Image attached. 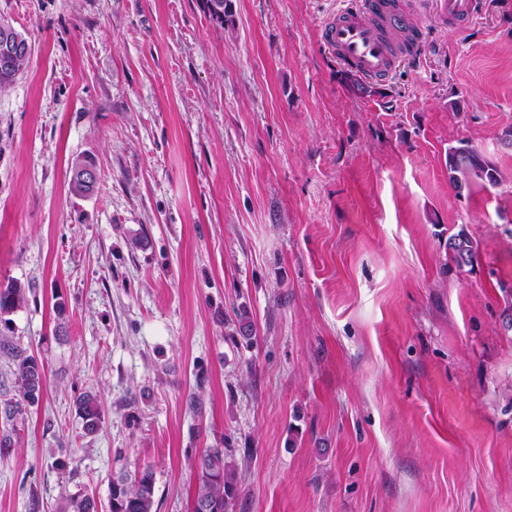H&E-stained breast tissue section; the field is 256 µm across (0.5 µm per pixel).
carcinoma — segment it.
<instances>
[{
	"label": "carcinoma",
	"mask_w": 512,
	"mask_h": 512,
	"mask_svg": "<svg viewBox=\"0 0 512 512\" xmlns=\"http://www.w3.org/2000/svg\"><path fill=\"white\" fill-rule=\"evenodd\" d=\"M449 180L458 191L470 188L473 183L498 184V171L484 161L480 155L463 144L448 150ZM457 264H471L475 258L473 241L459 233L449 243ZM26 291L21 284L11 282L0 288V322L9 323L6 315L14 312L25 301ZM0 351L11 362V373L15 394L3 402L0 413L5 420L13 423L23 420L27 408L40 400L45 381L44 366L27 351L3 336ZM77 410L84 421V428L93 433L102 423V415L95 399L84 395L76 402ZM197 485L193 512H234L237 490L235 465L226 460L224 449L209 448L196 465ZM155 478L148 466L121 475L112 480L110 487L109 512H153ZM70 512H97L96 503L88 495L69 498Z\"/></svg>",
	"instance_id": "1"
}]
</instances>
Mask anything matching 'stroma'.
<instances>
[{
  "label": "stroma",
  "instance_id": "obj_1",
  "mask_svg": "<svg viewBox=\"0 0 512 512\" xmlns=\"http://www.w3.org/2000/svg\"><path fill=\"white\" fill-rule=\"evenodd\" d=\"M341 5L0 0L32 46L0 89V285L46 373L0 419V512H108L143 466L192 512L209 448L234 512H512V0L454 36L420 12L424 58L382 85L325 50ZM463 141L498 186L456 192ZM449 248L454 252V259L458 265L473 263L475 258V246L473 241L465 234L458 233L450 239ZM25 295V288L17 282H11L5 288H0V322L3 321L5 326L10 319L4 317L22 305L26 299ZM77 410L84 421V428L92 433L99 429L102 415L95 399L91 395H84L76 402Z\"/></svg>",
  "mask_w": 512,
  "mask_h": 512
}]
</instances>
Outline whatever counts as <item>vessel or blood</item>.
Masks as SVG:
<instances>
[{
	"mask_svg": "<svg viewBox=\"0 0 512 512\" xmlns=\"http://www.w3.org/2000/svg\"><path fill=\"white\" fill-rule=\"evenodd\" d=\"M449 34L471 28L489 0H430ZM417 0H343L322 25L323 45L341 67L370 83L385 82L407 61L419 58L426 31Z\"/></svg>",
	"mask_w": 512,
	"mask_h": 512,
	"instance_id": "b4317fda",
	"label": "vessel or blood"
}]
</instances>
